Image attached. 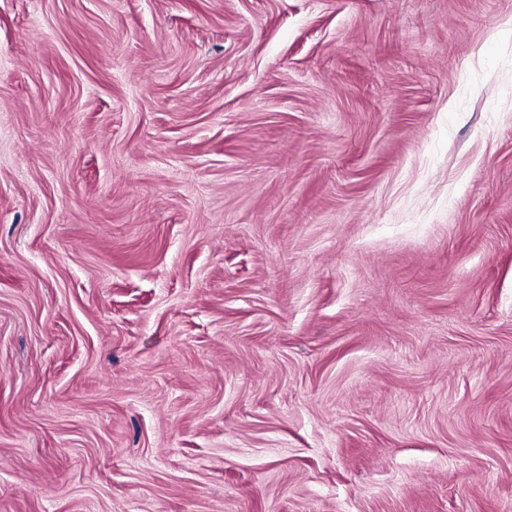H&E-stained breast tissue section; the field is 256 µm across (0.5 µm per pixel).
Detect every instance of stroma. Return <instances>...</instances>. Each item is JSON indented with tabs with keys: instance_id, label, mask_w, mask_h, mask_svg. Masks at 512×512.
I'll return each instance as SVG.
<instances>
[{
	"instance_id": "stroma-1",
	"label": "stroma",
	"mask_w": 512,
	"mask_h": 512,
	"mask_svg": "<svg viewBox=\"0 0 512 512\" xmlns=\"http://www.w3.org/2000/svg\"><path fill=\"white\" fill-rule=\"evenodd\" d=\"M0 512H512V0H0Z\"/></svg>"
}]
</instances>
